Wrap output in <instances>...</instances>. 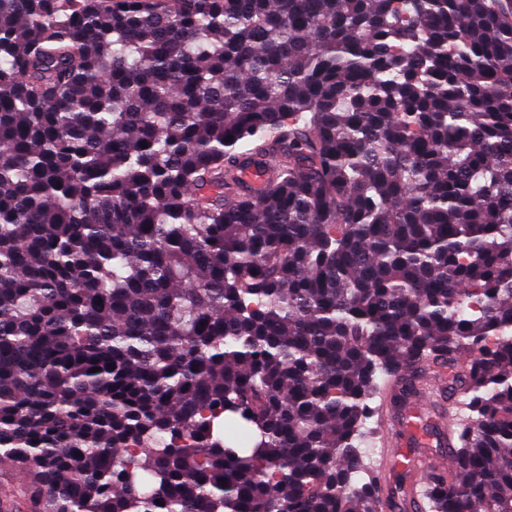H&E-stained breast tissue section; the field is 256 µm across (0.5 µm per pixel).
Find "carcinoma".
<instances>
[{
    "instance_id": "obj_1",
    "label": "carcinoma",
    "mask_w": 512,
    "mask_h": 512,
    "mask_svg": "<svg viewBox=\"0 0 512 512\" xmlns=\"http://www.w3.org/2000/svg\"><path fill=\"white\" fill-rule=\"evenodd\" d=\"M431 368L425 509L512 512V0H0L34 512H378L370 401ZM267 176V168L259 160H254L247 163L241 172L242 182L247 188L252 189L254 192L260 190L263 187ZM429 384L431 385V390L434 394V399H438L441 403V409H440V417L442 416V413L446 412L448 414V411H450V418L446 422V426H448V423H466L467 417L470 414V411L468 409V399L465 395H463L459 400L457 401L455 398V395L452 396L450 399H441L437 395L440 391L445 392V395H448V389L442 390L441 381L439 380V374L438 373H432L430 374ZM447 392V393H446Z\"/></svg>"
}]
</instances>
